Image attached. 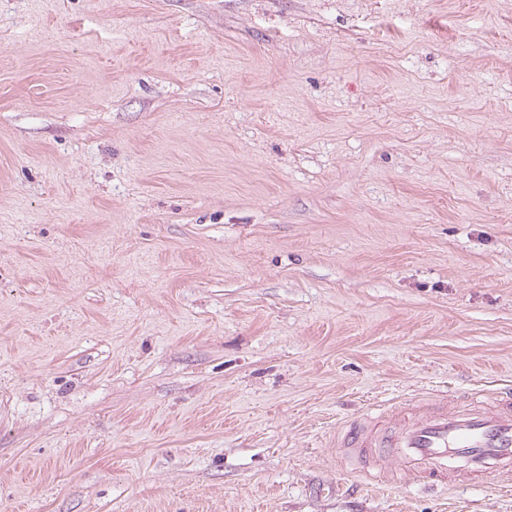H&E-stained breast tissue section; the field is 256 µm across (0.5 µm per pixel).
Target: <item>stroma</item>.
Here are the masks:
<instances>
[{
  "instance_id": "1",
  "label": "stroma",
  "mask_w": 512,
  "mask_h": 512,
  "mask_svg": "<svg viewBox=\"0 0 512 512\" xmlns=\"http://www.w3.org/2000/svg\"><path fill=\"white\" fill-rule=\"evenodd\" d=\"M492 375L512 0H0V512H512L333 445Z\"/></svg>"
}]
</instances>
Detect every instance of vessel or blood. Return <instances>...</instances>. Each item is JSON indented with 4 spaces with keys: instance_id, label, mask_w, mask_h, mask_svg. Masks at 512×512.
Listing matches in <instances>:
<instances>
[{
    "instance_id": "1",
    "label": "vessel or blood",
    "mask_w": 512,
    "mask_h": 512,
    "mask_svg": "<svg viewBox=\"0 0 512 512\" xmlns=\"http://www.w3.org/2000/svg\"><path fill=\"white\" fill-rule=\"evenodd\" d=\"M339 460L364 482L412 480L447 487L512 478V387L461 397L427 393L357 414L336 434Z\"/></svg>"
}]
</instances>
